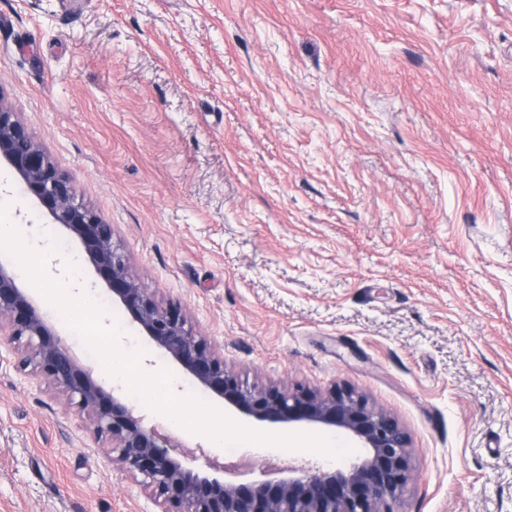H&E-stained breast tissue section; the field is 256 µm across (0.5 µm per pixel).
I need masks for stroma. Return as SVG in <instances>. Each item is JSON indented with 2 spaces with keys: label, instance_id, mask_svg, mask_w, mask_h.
Here are the masks:
<instances>
[{
  "label": "stroma",
  "instance_id": "35a3bbf8",
  "mask_svg": "<svg viewBox=\"0 0 512 512\" xmlns=\"http://www.w3.org/2000/svg\"><path fill=\"white\" fill-rule=\"evenodd\" d=\"M0 105L248 385L394 414L412 478L391 512H512V0H0ZM0 203L166 366L4 163ZM134 411L186 467L225 462ZM235 455V484L324 460ZM0 512H157L3 336Z\"/></svg>",
  "mask_w": 512,
  "mask_h": 512
}]
</instances>
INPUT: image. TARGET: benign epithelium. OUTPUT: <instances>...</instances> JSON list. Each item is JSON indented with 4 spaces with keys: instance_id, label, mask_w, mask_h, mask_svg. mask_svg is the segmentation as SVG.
<instances>
[{
    "instance_id": "7a95c632",
    "label": "benign epithelium",
    "mask_w": 512,
    "mask_h": 512,
    "mask_svg": "<svg viewBox=\"0 0 512 512\" xmlns=\"http://www.w3.org/2000/svg\"><path fill=\"white\" fill-rule=\"evenodd\" d=\"M0 160L22 180L53 221L80 244L98 277L130 314L140 333L197 384L260 422L307 424L347 434L361 454L336 467H291L272 484L224 483L183 465L171 439L147 425L106 390L93 366L68 348L53 323L0 262V335L14 344L17 368L41 379L65 407L90 415L94 434L108 442L107 458L141 484L158 512H389L411 477L409 441L397 419L347 386L326 392L297 385L247 386L177 304L159 305L129 273L112 225L76 201L16 113L0 106Z\"/></svg>"
}]
</instances>
